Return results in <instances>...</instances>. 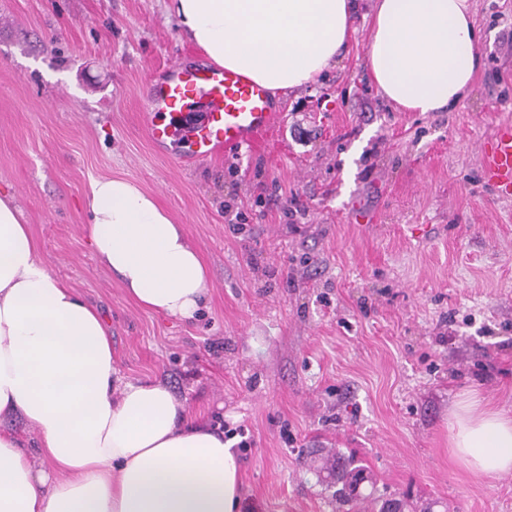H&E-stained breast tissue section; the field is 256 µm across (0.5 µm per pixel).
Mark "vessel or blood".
<instances>
[{
    "label": "vessel or blood",
    "instance_id": "vessel-or-blood-1",
    "mask_svg": "<svg viewBox=\"0 0 512 512\" xmlns=\"http://www.w3.org/2000/svg\"><path fill=\"white\" fill-rule=\"evenodd\" d=\"M143 124L157 146L180 144L176 158L196 163L217 156L266 154L283 122L272 95L249 77L181 55L145 88ZM485 181L512 196V124H499L481 151Z\"/></svg>",
    "mask_w": 512,
    "mask_h": 512
}]
</instances>
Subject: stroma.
Returning a JSON list of instances; mask_svg holds the SVG:
<instances>
[{
  "label": "stroma",
  "mask_w": 512,
  "mask_h": 512,
  "mask_svg": "<svg viewBox=\"0 0 512 512\" xmlns=\"http://www.w3.org/2000/svg\"><path fill=\"white\" fill-rule=\"evenodd\" d=\"M472 2L482 63L452 111L378 92L366 4L318 84L275 94L285 123L267 155L184 169L142 125L144 85L191 44L171 0H0V193L96 307L126 378L243 429L241 512H336L319 476L336 448L404 512H512V473L448 454L459 393L512 409V198L480 164L512 122V0ZM102 176L184 225L212 285L192 320L142 309L95 261Z\"/></svg>",
  "instance_id": "stroma-1"
}]
</instances>
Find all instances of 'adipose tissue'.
<instances>
[{
	"label": "adipose tissue",
	"mask_w": 512,
	"mask_h": 512,
	"mask_svg": "<svg viewBox=\"0 0 512 512\" xmlns=\"http://www.w3.org/2000/svg\"><path fill=\"white\" fill-rule=\"evenodd\" d=\"M217 65L271 92L314 83L347 48L355 0H172ZM368 65L408 112L453 108L480 66L471 0H375ZM89 238L145 310L194 317L211 288L183 225L124 177L92 180ZM13 195H0V419L21 416L36 453L0 427V512H240L232 440L160 380L125 379L98 311L54 277ZM451 456L512 472V411L474 392L448 417Z\"/></svg>",
	"instance_id": "obj_1"
}]
</instances>
